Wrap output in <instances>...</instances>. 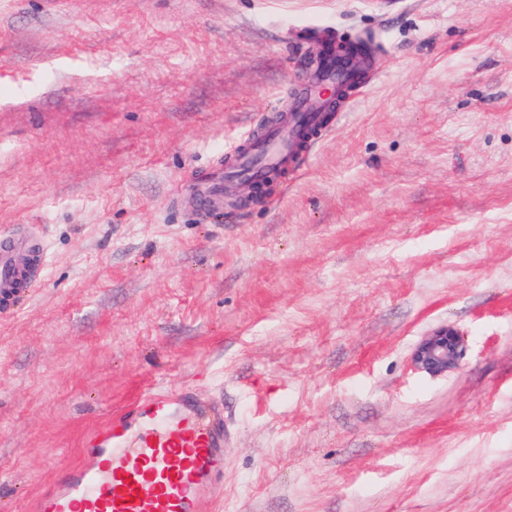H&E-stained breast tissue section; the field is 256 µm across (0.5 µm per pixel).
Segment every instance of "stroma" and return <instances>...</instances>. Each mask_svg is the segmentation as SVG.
<instances>
[{"label": "stroma", "instance_id": "35a3bbf8", "mask_svg": "<svg viewBox=\"0 0 512 512\" xmlns=\"http://www.w3.org/2000/svg\"><path fill=\"white\" fill-rule=\"evenodd\" d=\"M371 32L298 175L193 181ZM0 512L144 391L222 402L205 512H512V0H0ZM449 325L459 369L415 372ZM324 44V43H322ZM322 44L318 47V49L315 52V63L317 67V60L319 64L323 62L324 57L328 54L336 55L337 59L346 61V62H353L356 65L357 73H361V64L363 65L364 69H367L366 63L367 59L361 55L358 51V45L357 43H344V44H334L331 47H327L325 51L321 52L319 55H317L319 49H321ZM38 244L26 235L0 236V307L9 310L19 299L16 289L23 280L32 281L40 273ZM13 303V304H12Z\"/></svg>", "mask_w": 512, "mask_h": 512}]
</instances>
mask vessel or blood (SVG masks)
<instances>
[{
    "instance_id": "b4317fda",
    "label": "vessel or blood",
    "mask_w": 512,
    "mask_h": 512,
    "mask_svg": "<svg viewBox=\"0 0 512 512\" xmlns=\"http://www.w3.org/2000/svg\"><path fill=\"white\" fill-rule=\"evenodd\" d=\"M351 79V68L332 60L310 73L306 94L283 122L249 128L243 143L227 149L226 167L196 183L199 209L222 208L231 180L298 172L300 144H314L323 128L317 91ZM37 251L28 236H0V308L10 309L19 283L39 274ZM225 441L223 406L192 404L169 390L146 394L84 438L85 463L56 466L35 512H202L224 486Z\"/></svg>"
}]
</instances>
